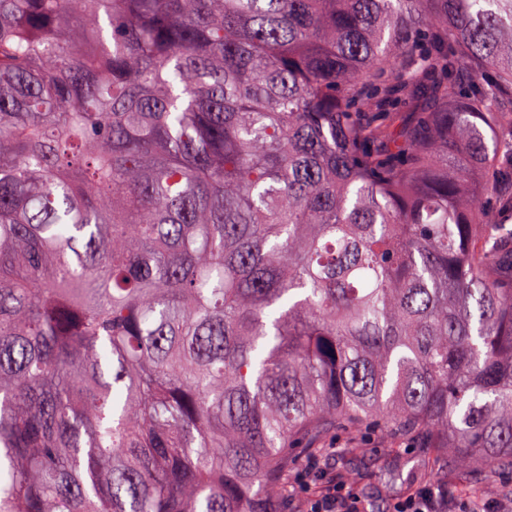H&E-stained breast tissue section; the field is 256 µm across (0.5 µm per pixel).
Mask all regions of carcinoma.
<instances>
[{
	"instance_id": "1",
	"label": "carcinoma",
	"mask_w": 512,
	"mask_h": 512,
	"mask_svg": "<svg viewBox=\"0 0 512 512\" xmlns=\"http://www.w3.org/2000/svg\"><path fill=\"white\" fill-rule=\"evenodd\" d=\"M511 112L512 0H0V512L512 467Z\"/></svg>"
}]
</instances>
